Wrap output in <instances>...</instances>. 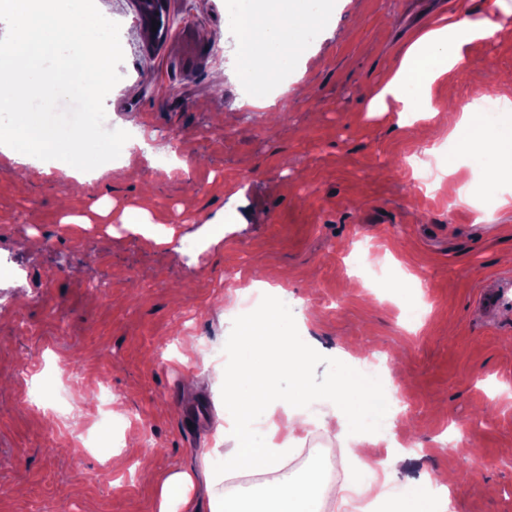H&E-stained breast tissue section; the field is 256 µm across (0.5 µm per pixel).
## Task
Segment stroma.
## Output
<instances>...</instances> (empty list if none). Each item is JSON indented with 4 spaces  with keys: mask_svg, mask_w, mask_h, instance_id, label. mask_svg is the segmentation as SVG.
Here are the masks:
<instances>
[{
    "mask_svg": "<svg viewBox=\"0 0 512 512\" xmlns=\"http://www.w3.org/2000/svg\"><path fill=\"white\" fill-rule=\"evenodd\" d=\"M88 2L112 29L100 108L147 146L130 151L137 179L111 169L84 184L58 169L20 182L0 156V258L20 270L0 277V512H158L155 475L182 472L208 512L205 479L223 480L235 445L216 436L225 394L208 353L238 349L242 327L224 312L258 263L304 305L288 321L304 339L312 419L341 403L331 387L355 365L340 349L381 360L396 405L363 407L352 437L396 434L419 450L382 486L386 504L445 470L469 483L452 512H512V288L492 321L478 308L486 282L512 276V207L498 204L512 175L493 191L471 183L466 203L421 191L410 162L446 129L427 123L419 139L395 112L367 110L408 35L469 0H333L296 72L308 95L264 111L242 107L234 76L214 79L237 63L230 0H168L174 25L155 46L135 0ZM469 54L435 86L436 106L502 95L476 68L512 72V29ZM186 145L185 169H157ZM128 208L194 251L133 234ZM49 385L68 387L70 411ZM107 413L139 439L122 449L119 490L111 448L90 444ZM452 427L464 445L442 449Z\"/></svg>",
    "mask_w": 512,
    "mask_h": 512,
    "instance_id": "35a3bbf8",
    "label": "stroma"
}]
</instances>
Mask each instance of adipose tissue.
Returning <instances> with one entry per match:
<instances>
[{
    "label": "adipose tissue",
    "mask_w": 512,
    "mask_h": 512,
    "mask_svg": "<svg viewBox=\"0 0 512 512\" xmlns=\"http://www.w3.org/2000/svg\"><path fill=\"white\" fill-rule=\"evenodd\" d=\"M236 30L241 65L239 75L253 88L251 108L267 104L266 89L281 69L290 67L311 32L324 25L328 11L315 0H235L226 13ZM512 25V0H480L465 15L434 22L414 34L400 51L399 62L386 79L371 87L369 109H394L400 125H409L415 112L431 111L433 84L454 69L469 63L468 48ZM8 32L10 43H0V115L11 120L12 136L0 142V154L15 160L25 156L46 159L51 166L83 177L96 168L98 144L81 139L69 125L43 126L40 92L56 101L77 103L80 112L97 109L98 88L110 72L111 45L96 22L78 11L72 0H56L47 11L35 13L0 9V31ZM448 174L467 180L474 168L490 175L512 168V97L498 98V114L489 117L477 103H454L448 108ZM247 356L234 370L214 369L212 379L225 390L253 389L259 394L260 424L235 419L225 409V421L237 424L238 441L226 451L221 465L225 477L245 472L277 471L289 454L311 433L309 416L298 403L297 392L305 388L309 365L294 351L287 337H242ZM288 375L296 391L286 395L274 390L281 375ZM343 405L319 421L331 443L326 454L350 455L370 475L389 472L392 456H378L367 441L349 444L346 432L357 411L373 403L368 383L347 377L342 383ZM436 493L422 497L418 491L396 503L393 512H448V495L457 484L448 475L434 478ZM193 478L179 473L161 482L159 512H196L190 496ZM373 486L368 480L331 481L323 476L320 462H311L297 476L283 482L256 485L248 496H232L207 481L210 512H368Z\"/></svg>",
    "instance_id": "1"
}]
</instances>
